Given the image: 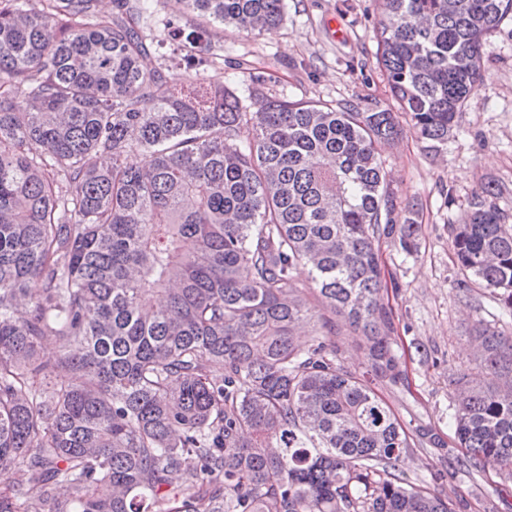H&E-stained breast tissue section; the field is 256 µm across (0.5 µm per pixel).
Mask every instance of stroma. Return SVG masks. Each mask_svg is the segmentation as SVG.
I'll use <instances>...</instances> for the list:
<instances>
[{
  "instance_id": "obj_1",
  "label": "stroma",
  "mask_w": 512,
  "mask_h": 512,
  "mask_svg": "<svg viewBox=\"0 0 512 512\" xmlns=\"http://www.w3.org/2000/svg\"><path fill=\"white\" fill-rule=\"evenodd\" d=\"M374 0H287L276 34L254 35L235 27L213 32L204 48L214 63L205 83L235 85L263 75L270 89L292 100H321L342 109L379 110L390 102L375 52ZM395 194L396 223L409 204L420 210L417 250L381 246L388 276L384 295L394 318V337L405 353L406 382L380 393L402 422H422L454 444L451 416L460 372L475 370L479 325L512 333V315L489 292L471 285L460 293L451 248V227L463 223L472 195L495 189V205L512 224V21L483 48L480 80L473 86L448 141L420 140L404 124L399 141L382 151ZM445 467L442 479L431 471ZM410 477L459 504L461 512H512V481L468 473L456 460L441 464L433 448H417L404 466Z\"/></svg>"
}]
</instances>
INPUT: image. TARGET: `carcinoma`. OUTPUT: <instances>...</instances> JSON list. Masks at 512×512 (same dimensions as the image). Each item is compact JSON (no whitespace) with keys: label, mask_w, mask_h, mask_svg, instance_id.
<instances>
[{"label":"carcinoma","mask_w":512,"mask_h":512,"mask_svg":"<svg viewBox=\"0 0 512 512\" xmlns=\"http://www.w3.org/2000/svg\"><path fill=\"white\" fill-rule=\"evenodd\" d=\"M115 2L101 18L96 0H0V512H454L398 469L442 437L407 429L371 387L404 381L379 250H412L418 216L393 223L380 150L400 114L448 140L512 0H375L395 106L374 112L289 101L255 76L246 101L147 68L135 19L157 0ZM175 2L260 35L286 6ZM209 36L169 21L172 68L208 65ZM491 194L451 229L456 287L512 312V225ZM300 264L362 333L361 373L338 359L333 317L298 341L314 318ZM477 333L457 461L511 479L512 336Z\"/></svg>","instance_id":"cac0c4a2"}]
</instances>
